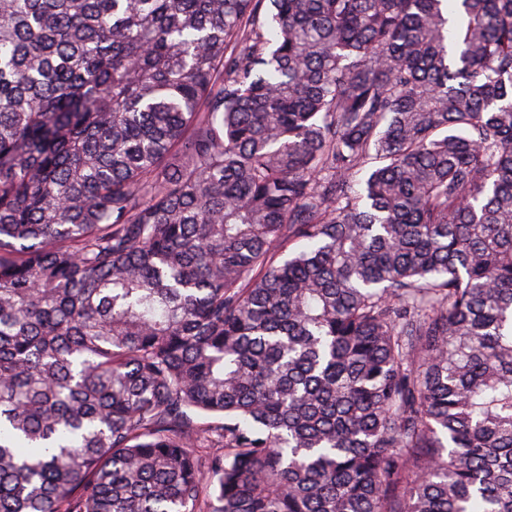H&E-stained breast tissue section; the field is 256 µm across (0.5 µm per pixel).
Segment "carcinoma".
<instances>
[{
	"mask_svg": "<svg viewBox=\"0 0 512 512\" xmlns=\"http://www.w3.org/2000/svg\"><path fill=\"white\" fill-rule=\"evenodd\" d=\"M0 512H512V0H0Z\"/></svg>",
	"mask_w": 512,
	"mask_h": 512,
	"instance_id": "obj_1",
	"label": "carcinoma"
}]
</instances>
